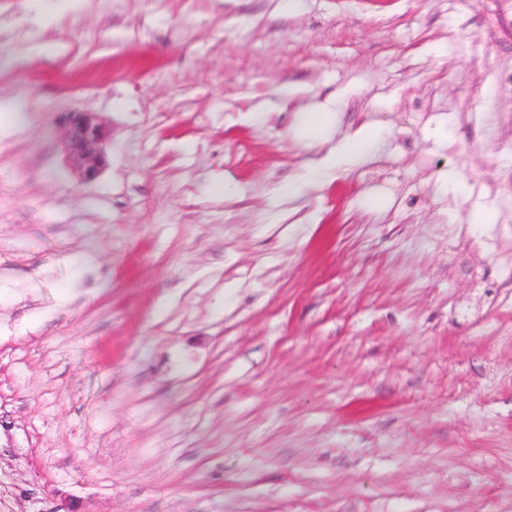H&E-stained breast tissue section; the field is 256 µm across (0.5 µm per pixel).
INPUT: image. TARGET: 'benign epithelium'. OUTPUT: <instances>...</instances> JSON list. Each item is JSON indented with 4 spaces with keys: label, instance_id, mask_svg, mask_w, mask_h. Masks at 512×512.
I'll return each instance as SVG.
<instances>
[{
    "label": "benign epithelium",
    "instance_id": "obj_1",
    "mask_svg": "<svg viewBox=\"0 0 512 512\" xmlns=\"http://www.w3.org/2000/svg\"><path fill=\"white\" fill-rule=\"evenodd\" d=\"M66 126L71 165L84 182H92L99 177L104 164L102 145L108 131L97 113L89 111L68 113Z\"/></svg>",
    "mask_w": 512,
    "mask_h": 512
}]
</instances>
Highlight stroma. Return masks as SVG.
<instances>
[{
	"label": "stroma",
	"instance_id": "35a3bbf8",
	"mask_svg": "<svg viewBox=\"0 0 512 512\" xmlns=\"http://www.w3.org/2000/svg\"><path fill=\"white\" fill-rule=\"evenodd\" d=\"M0 512H512V0H0ZM66 126L71 165L84 182H92L99 177L104 164L102 145L108 131L97 113L89 111L69 112Z\"/></svg>",
	"mask_w": 512,
	"mask_h": 512
}]
</instances>
